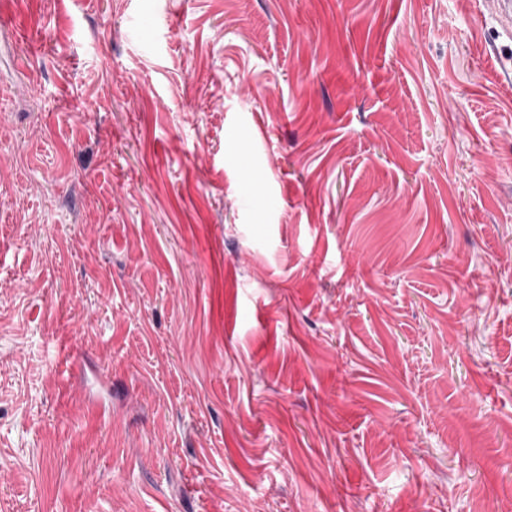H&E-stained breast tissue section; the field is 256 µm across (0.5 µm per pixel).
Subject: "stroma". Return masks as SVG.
Here are the masks:
<instances>
[{"mask_svg":"<svg viewBox=\"0 0 512 512\" xmlns=\"http://www.w3.org/2000/svg\"><path fill=\"white\" fill-rule=\"evenodd\" d=\"M0 512H512L484 0H0Z\"/></svg>","mask_w":512,"mask_h":512,"instance_id":"35a3bbf8","label":"stroma"}]
</instances>
